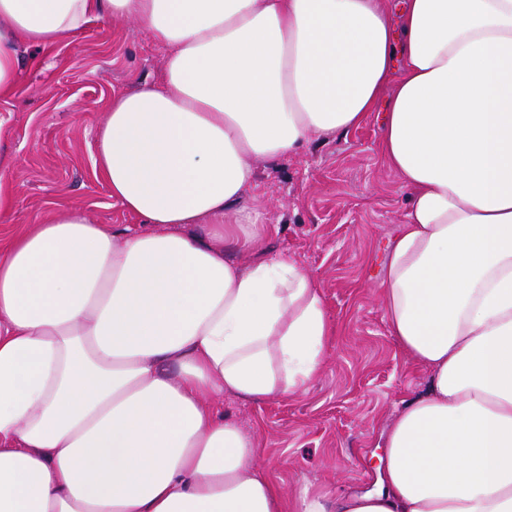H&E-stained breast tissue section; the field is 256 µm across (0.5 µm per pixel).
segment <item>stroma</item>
Returning <instances> with one entry per match:
<instances>
[{"mask_svg": "<svg viewBox=\"0 0 512 512\" xmlns=\"http://www.w3.org/2000/svg\"><path fill=\"white\" fill-rule=\"evenodd\" d=\"M164 55L135 21L112 18L67 43L22 50L17 86L0 100V181L13 203L0 247L21 225L71 208L117 229L131 223L95 173V130L112 96L160 79ZM384 120L380 102L357 127L257 163L256 189L231 212L249 216L258 238L235 260L288 253L320 284L335 324L306 392L220 402L291 499L306 485L332 495L374 489L388 424L428 381L391 336L380 297L409 194L381 154Z\"/></svg>", "mask_w": 512, "mask_h": 512, "instance_id": "stroma-1", "label": "stroma"}]
</instances>
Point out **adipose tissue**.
Segmentation results:
<instances>
[{
  "label": "adipose tissue",
  "instance_id": "ef3b65f1",
  "mask_svg": "<svg viewBox=\"0 0 512 512\" xmlns=\"http://www.w3.org/2000/svg\"><path fill=\"white\" fill-rule=\"evenodd\" d=\"M105 17L166 50L97 130L136 223L72 209L0 254V512H512V0H0V96L21 45ZM384 96L409 206L381 297L428 383L375 491L289 504L217 400L306 391L334 323L293 258L231 259L228 216Z\"/></svg>",
  "mask_w": 512,
  "mask_h": 512
}]
</instances>
